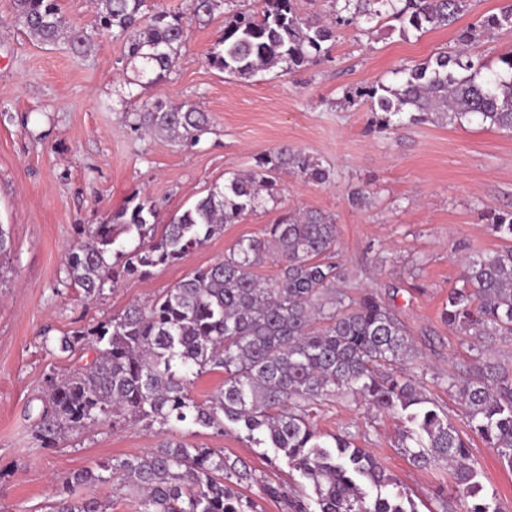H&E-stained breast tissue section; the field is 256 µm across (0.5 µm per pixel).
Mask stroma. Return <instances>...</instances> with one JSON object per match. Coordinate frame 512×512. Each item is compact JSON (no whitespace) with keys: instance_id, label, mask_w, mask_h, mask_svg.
Masks as SVG:
<instances>
[{"instance_id":"obj_1","label":"stroma","mask_w":512,"mask_h":512,"mask_svg":"<svg viewBox=\"0 0 512 512\" xmlns=\"http://www.w3.org/2000/svg\"><path fill=\"white\" fill-rule=\"evenodd\" d=\"M507 2L472 0L455 26L423 34L401 35L399 22L387 19L341 25L318 62L240 80L210 66L208 53L229 14L259 9V0H228L202 19L190 17V0H145L143 20L181 13L187 29L171 74L142 86L122 38L98 28L96 0H59L67 23L90 38L83 53L40 42L17 21L12 0H0V226L11 241L8 278L0 285V512H46L69 474L160 442L142 425L119 419L58 448L36 446L30 427L45 377L71 365L58 339L222 260L237 240L260 235L291 210L335 215L337 259L352 294L378 293L396 309L419 352L410 375L423 378L469 443L486 492L512 512V471L470 430L463 405L445 385L450 371L470 361L474 341L440 320L448 290L463 272L460 257L500 246L486 215L512 211V135L477 120L381 130L369 105L346 100L359 87L398 83L401 66L454 52L460 30ZM156 100L206 112L208 131L190 141L137 130L143 104ZM284 144L316 159L328 180L279 173L276 200L225 225L223 234L184 260L143 279L106 283L90 299L71 285L67 258L80 245L82 229L139 201L153 204L158 223H168ZM356 191L364 204H353ZM314 422L326 436L351 434L397 479L417 512H442L456 503L447 467L417 468L401 453L403 425L396 415L339 396L318 407ZM173 434L243 461L256 479L240 490L263 512H283V505L264 497L260 481L303 482L283 455L255 447L238 425L227 424L220 434L182 427Z\"/></svg>"}]
</instances>
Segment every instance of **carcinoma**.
Segmentation results:
<instances>
[{
    "instance_id": "carcinoma-1",
    "label": "carcinoma",
    "mask_w": 512,
    "mask_h": 512,
    "mask_svg": "<svg viewBox=\"0 0 512 512\" xmlns=\"http://www.w3.org/2000/svg\"><path fill=\"white\" fill-rule=\"evenodd\" d=\"M336 24L386 17L400 32L426 33L450 27L470 0H334ZM144 0H97L100 28L124 36L128 59L140 62L149 82L166 78L185 42L179 13L160 12L141 28ZM221 0H191L194 17L210 16ZM18 19L44 44L61 41L80 53L87 39L67 25L58 0H14ZM500 30H512V4L477 27L459 32L460 48L395 71L398 84L383 83L347 95L348 103L370 102L382 129L393 117L462 123L477 118L512 132V53L501 71L481 74L468 48ZM334 26L320 16H301L294 0H262L258 13L239 12L224 25L208 62L241 79L279 63L292 71L324 56ZM139 127L174 138L199 137L205 113L155 101L138 113ZM287 170L322 183L328 172L288 145L260 156L254 170L235 174L181 215L156 230L154 206L136 204L86 230L87 240L68 254L71 284L92 298L119 277H146L158 266L178 263L209 239L238 223L262 199H275V174ZM487 227L505 241L495 251L464 258L465 272L448 291L440 317L448 329L483 343L470 364L448 373L471 430L512 470V371L483 358L498 341H512V212L488 215ZM135 232L142 244L123 249L120 237ZM338 224L322 211L288 213L261 235L239 239L214 264L200 267L146 305L60 340L64 351L94 352L65 373H51L32 427L41 448H55L96 422L132 417L152 429L178 424L224 432L240 424L255 445L288 459L312 485L315 498L282 485H262L263 495L287 512H416L401 492L383 493L396 480L346 434L323 439L312 421L315 406L349 394L368 406L392 411L405 427L398 447L418 468L451 469L463 512H503L496 495L486 496L469 444L406 369L417 356L410 333L389 302L372 292L352 298L336 260ZM115 261L108 262V257ZM271 260L278 272L261 279L256 269ZM224 372V386L206 403L190 395L194 380ZM118 481L139 496L140 512H259L235 486L257 481L239 459L215 448L163 441L142 455L116 458L63 480L66 496L51 512H107L72 488Z\"/></svg>"
}]
</instances>
